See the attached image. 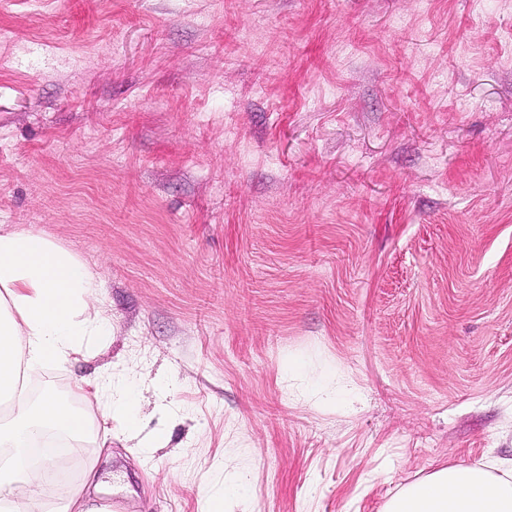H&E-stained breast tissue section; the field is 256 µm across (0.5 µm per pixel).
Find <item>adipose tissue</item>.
<instances>
[{"mask_svg": "<svg viewBox=\"0 0 512 512\" xmlns=\"http://www.w3.org/2000/svg\"><path fill=\"white\" fill-rule=\"evenodd\" d=\"M97 288V276L50 239L0 228V401L15 406L10 425H0V512H45L53 500L58 512H92L80 492L58 497L30 455L48 434L89 433L75 400L110 392L109 414L136 421L134 391L113 392L103 380L76 383L66 399H26L27 373L80 354L87 337L107 339L108 327L85 314ZM384 512H512V481L482 462L444 466L395 494Z\"/></svg>", "mask_w": 512, "mask_h": 512, "instance_id": "adipose-tissue-1", "label": "adipose tissue"}]
</instances>
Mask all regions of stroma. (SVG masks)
Here are the masks:
<instances>
[{
    "label": "stroma",
    "mask_w": 512,
    "mask_h": 512,
    "mask_svg": "<svg viewBox=\"0 0 512 512\" xmlns=\"http://www.w3.org/2000/svg\"><path fill=\"white\" fill-rule=\"evenodd\" d=\"M0 224L102 286L30 385L124 512H382L512 469V0H0Z\"/></svg>",
    "instance_id": "obj_1"
}]
</instances>
